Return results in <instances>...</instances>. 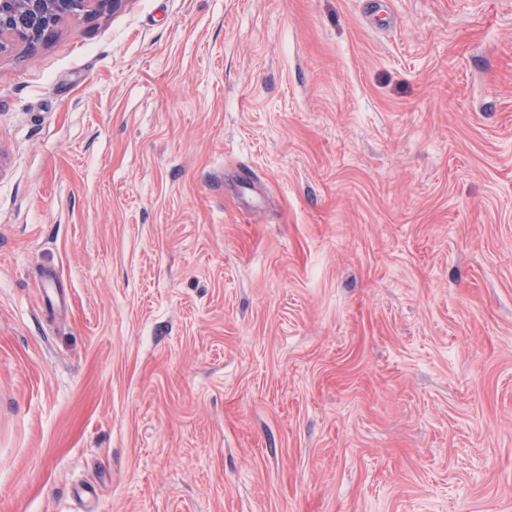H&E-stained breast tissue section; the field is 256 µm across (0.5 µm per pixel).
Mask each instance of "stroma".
<instances>
[{
	"instance_id": "35a3bbf8",
	"label": "stroma",
	"mask_w": 512,
	"mask_h": 512,
	"mask_svg": "<svg viewBox=\"0 0 512 512\" xmlns=\"http://www.w3.org/2000/svg\"><path fill=\"white\" fill-rule=\"evenodd\" d=\"M0 512H512V0L0 54Z\"/></svg>"
}]
</instances>
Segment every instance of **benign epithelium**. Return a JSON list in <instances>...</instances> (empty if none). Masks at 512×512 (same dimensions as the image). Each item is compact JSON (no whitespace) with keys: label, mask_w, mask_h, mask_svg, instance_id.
<instances>
[{"label":"benign epithelium","mask_w":512,"mask_h":512,"mask_svg":"<svg viewBox=\"0 0 512 512\" xmlns=\"http://www.w3.org/2000/svg\"><path fill=\"white\" fill-rule=\"evenodd\" d=\"M127 0H0V53L15 43L30 48L51 38L68 18L117 12Z\"/></svg>","instance_id":"benign-epithelium-1"}]
</instances>
